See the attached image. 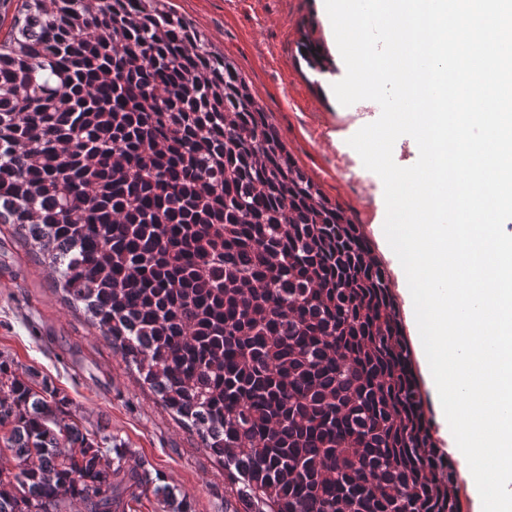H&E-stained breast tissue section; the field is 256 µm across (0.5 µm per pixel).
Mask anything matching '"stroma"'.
Returning <instances> with one entry per match:
<instances>
[{"mask_svg":"<svg viewBox=\"0 0 512 512\" xmlns=\"http://www.w3.org/2000/svg\"><path fill=\"white\" fill-rule=\"evenodd\" d=\"M170 4L234 64L305 175L360 224L386 272L403 336L411 338L396 266L376 233L385 215L384 185L348 143L381 111L358 102L341 105L333 94L330 83L343 79L346 67L321 0ZM310 41L321 52L316 67L302 52ZM0 360L21 379L48 384L67 397L84 428L106 430L114 444L126 448L129 464L173 487V502L149 494L133 503L132 512H237L238 502L224 492L223 465L160 404L86 316L64 304L41 256L9 224H0ZM416 382L436 451L451 467L460 512H477L466 464L448 453L437 399L424 377Z\"/></svg>","mask_w":512,"mask_h":512,"instance_id":"obj_1","label":"stroma"}]
</instances>
